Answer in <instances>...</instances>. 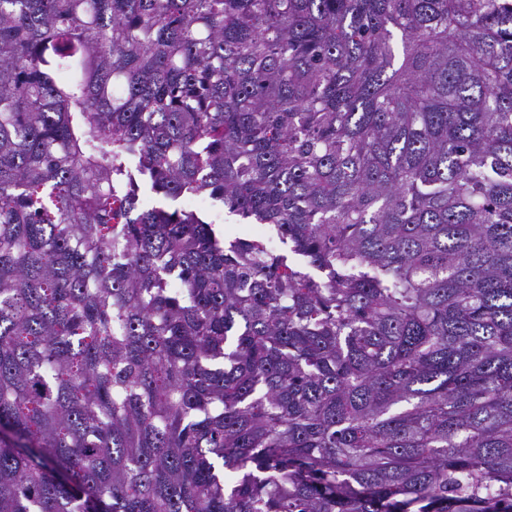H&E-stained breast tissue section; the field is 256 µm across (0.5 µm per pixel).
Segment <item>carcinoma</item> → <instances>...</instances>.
Instances as JSON below:
<instances>
[{
    "instance_id": "carcinoma-1",
    "label": "carcinoma",
    "mask_w": 512,
    "mask_h": 512,
    "mask_svg": "<svg viewBox=\"0 0 512 512\" xmlns=\"http://www.w3.org/2000/svg\"><path fill=\"white\" fill-rule=\"evenodd\" d=\"M0 512H512V0H0ZM198 211L206 213L210 219L215 220V225L224 232L227 239H232L235 235L242 233L249 237L262 239L266 242V239L257 232L254 223H248L239 216L229 213L227 207H224V205L219 202H214L210 199L208 208Z\"/></svg>"
}]
</instances>
